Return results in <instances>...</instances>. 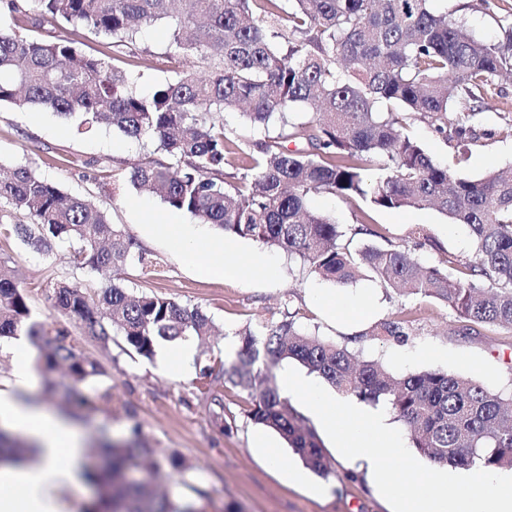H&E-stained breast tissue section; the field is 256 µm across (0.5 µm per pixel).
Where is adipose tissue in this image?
<instances>
[{"mask_svg":"<svg viewBox=\"0 0 512 512\" xmlns=\"http://www.w3.org/2000/svg\"><path fill=\"white\" fill-rule=\"evenodd\" d=\"M161 232L173 242L188 264L207 277L234 276L270 270L263 254L247 256L210 242L176 219ZM36 351L26 337L14 341L12 377L0 383V421L22 430L35 444L37 459L24 466L0 468V512H66V496L79 484L84 448L76 429L63 418L23 403L19 395L35 381Z\"/></svg>","mask_w":512,"mask_h":512,"instance_id":"ef3b65f1","label":"adipose tissue"}]
</instances>
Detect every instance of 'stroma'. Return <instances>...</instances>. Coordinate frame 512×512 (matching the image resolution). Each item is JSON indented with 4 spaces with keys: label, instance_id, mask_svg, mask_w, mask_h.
Listing matches in <instances>:
<instances>
[{
    "label": "stroma",
    "instance_id": "1",
    "mask_svg": "<svg viewBox=\"0 0 512 512\" xmlns=\"http://www.w3.org/2000/svg\"><path fill=\"white\" fill-rule=\"evenodd\" d=\"M435 10L465 21L478 37L493 41L503 20L512 19V0H433ZM56 35L72 40L87 52L116 54L117 65L127 69L139 92L174 79L180 72L197 68L194 58L175 54L169 46L165 24L144 28L134 47L114 53L110 39L80 26L55 27ZM483 127L487 137L464 145L456 139L434 136L427 123L414 122L410 134L437 162L459 174L478 178L486 172L512 167V77L499 78L485 97ZM147 141L128 138L117 131L77 133L74 121L39 107L0 105V173L26 165L39 176L56 183L69 195L106 211L113 224L133 238L148 261L147 267H131L121 275L112 271L78 270L70 263L67 247L42 254L13 236L0 235V262L17 273L25 288L34 320L62 330L84 354L104 370L88 405L69 402L65 392L70 379L58 370L53 379L58 392L43 397L42 383L29 396L55 414L72 415L86 446L100 437L115 441L139 434L162 456L177 455L190 466L185 476H163L161 495L179 504L194 502L198 512H388L387 502L376 496L363 475H352L336 463L329 478L310 475V486L323 488L320 496L308 488L289 485L281 473L268 469L253 453V439L261 425L247 416L243 394L225 390L223 408L207 402L196 390L192 376L174 377L159 370L155 360L145 359L123 341L104 350L87 334L81 321L52 308L45 295L49 281L78 282L88 291L119 278L136 292L174 298L199 307L215 323L218 334L205 345H196L195 364H208L213 351L224 360L235 359L239 331L276 323L294 316L306 330L336 343L361 335L360 326L332 318L317 302V293L342 292L376 303L372 321L397 312L413 318V334L407 344L396 345L371 336L363 337L357 351L378 361L393 374L404 376L441 367L481 381L490 389L512 394V331L502 328L467 329L448 306L426 298H400L369 276L342 285L324 281L303 270L284 253L267 251L273 268L270 276L248 273L224 279L200 275L185 263L170 240L156 232V224L170 215L159 197L135 191L129 182L131 167L152 152ZM308 207L332 217L343 228L362 221L378 225L386 240L399 243L411 227L426 226L444 251L469 258L473 242L466 226L449 225L432 209L374 210L360 200L346 201L328 193L310 195ZM108 388L111 397L96 398L97 387ZM223 420H216V411Z\"/></svg>",
    "mask_w": 512,
    "mask_h": 512
}]
</instances>
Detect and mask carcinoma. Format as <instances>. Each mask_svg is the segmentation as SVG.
Segmentation results:
<instances>
[{"instance_id": "carcinoma-1", "label": "carcinoma", "mask_w": 512, "mask_h": 512, "mask_svg": "<svg viewBox=\"0 0 512 512\" xmlns=\"http://www.w3.org/2000/svg\"><path fill=\"white\" fill-rule=\"evenodd\" d=\"M38 24L60 21L134 43L142 26L164 22L170 47L209 68L158 85L131 89L125 70L65 39L30 38L0 27V104L37 106L62 116L80 114L78 128L110 127L148 138L167 159L131 167L133 189L159 196L175 211L211 224L226 236L250 239L296 258L308 271L341 284L366 269L401 297L444 303L460 319L512 330V172L459 175L435 161L408 132L420 119L442 137L473 142L483 96L512 74V23L493 42L474 38L461 23L437 13L431 0H32ZM236 110L272 136L245 137L224 127ZM301 143L290 149L288 144ZM236 170L227 180L226 168ZM360 197L378 209H433L473 234L474 254H446L424 264L423 250L443 252L424 226L402 244L372 243L382 233L361 222L342 243L341 225L310 210L312 193ZM27 215L7 231L47 254L70 246L78 269L117 272L143 264L131 238L107 214L64 193L27 166L0 177V202ZM490 282L487 287L484 282ZM47 299L81 320L104 349L114 337L150 360L161 342L204 339L214 323L199 308L141 293L116 282L92 295L79 283L47 285ZM412 321L403 312L375 322L359 337L403 343ZM25 334L43 351L45 390L67 367L70 397L85 404V388L102 375L97 363L31 319L27 293L0 263V340ZM295 360L337 392L383 403L429 463L488 471L512 470V397L443 368L396 377L346 344L301 329L293 319L241 332V348L197 374V391L224 408L220 384L246 395L248 417L276 431L314 473L332 474L315 427L274 383L272 369ZM33 444L0 427V461L28 459ZM96 452L108 466L85 471L99 493L96 512H194L174 506L149 482L132 478L140 466L162 465L143 443L103 441Z\"/></svg>"}]
</instances>
